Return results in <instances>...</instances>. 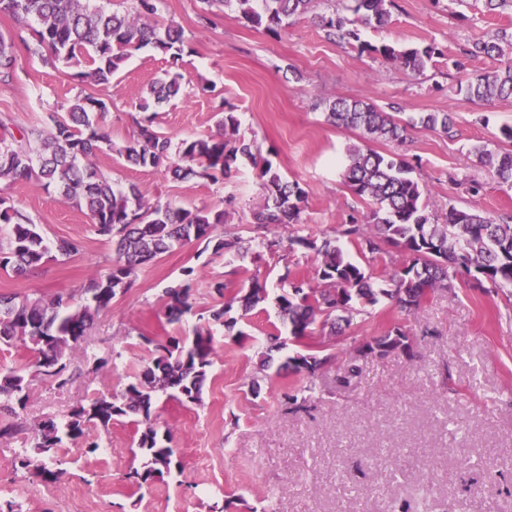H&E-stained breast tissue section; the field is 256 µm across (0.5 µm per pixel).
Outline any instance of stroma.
<instances>
[{"label": "stroma", "mask_w": 512, "mask_h": 512, "mask_svg": "<svg viewBox=\"0 0 512 512\" xmlns=\"http://www.w3.org/2000/svg\"><path fill=\"white\" fill-rule=\"evenodd\" d=\"M331 11L325 0L316 13L293 18L273 34L247 24L233 4L208 9L202 0H161L159 19L176 20L184 29L187 46L179 61L147 48L110 84L99 86L80 81V65L55 60L51 52L27 56L19 80L0 84V113L44 131L50 114L65 113L80 93L93 94L108 106L103 125L113 144L96 163L113 182L137 184L153 203L223 208L226 231L253 237L264 195L249 163L239 162L223 180L180 181L117 152L138 136L135 106L150 84L177 69L187 95L157 108L155 130L175 141L214 136L218 113L231 108L239 137L254 142L305 192L300 224L278 230L285 239L336 236L350 216L368 211L341 178V163L359 134L329 124L325 100L359 99L395 107L406 117L449 111L450 132L417 125L408 128L405 142L377 141L373 147L412 165L432 214L456 206L495 219L511 215L512 187L494 179L473 149L506 148L501 131L512 127V98L482 105L459 93L458 85L466 74L512 60L507 45L495 58L462 57L474 39L512 27V14L485 12L471 0H396L390 23L361 27V38L377 46L437 45L442 57L414 76L360 52L357 43L327 39L318 17ZM204 13L211 20L205 28L199 24ZM458 59L464 69H456ZM473 183L479 192L470 191ZM7 194L46 241L70 237L80 251L47 262L25 280L0 271V293L47 299L76 294L91 277L108 272L112 245L95 233L85 212L34 181L16 183ZM317 265L315 253L298 245L239 260L194 242L144 267L89 330L91 361L82 378L63 391L50 380L36 381L26 425L0 437V503L13 502L20 512H211L217 504L224 512H392L403 504H422L428 512H512V497L497 495L493 486L499 472H512V288L457 282L427 297L412 316L382 301L352 314L341 335L311 339L314 354L324 360L313 377L282 369L279 356L257 377L264 338L282 328L272 302L282 275L289 269L310 276ZM254 275L271 299L246 315L232 308L231 317L247 334L241 340L211 322V310L223 303L213 286L221 282L234 292ZM186 280L192 313L160 328L164 288ZM398 323L412 340L414 358L358 354L359 345ZM204 324L218 354L202 403L163 395L157 407V427L170 431L182 474L132 485L128 473L141 461L131 453L136 428L126 418L101 435L111 456L89 452L82 441L65 442L56 483L15 468V454L29 447L37 419L60 418L94 395L120 392L150 361L148 337L163 331L185 337ZM350 365L356 375L340 384ZM298 392L303 401L289 403Z\"/></svg>", "instance_id": "obj_1"}]
</instances>
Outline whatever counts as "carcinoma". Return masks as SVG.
<instances>
[{"mask_svg":"<svg viewBox=\"0 0 512 512\" xmlns=\"http://www.w3.org/2000/svg\"><path fill=\"white\" fill-rule=\"evenodd\" d=\"M159 0H134L133 12L93 10L89 0H0V13L36 21L37 45H30L19 33L0 32V83L17 77L22 55H35L48 45L55 57L70 63L87 56L90 69L76 77L95 85L107 84L135 51L148 45L176 58L184 49V31L173 19L158 22ZM243 19L254 27L274 31L288 19L311 11L315 0H235ZM395 0H351L346 10L355 18L339 13L320 16L330 39L358 43L368 52L386 61H397L415 75H421L428 62L440 54L433 44L399 49L393 45L374 46L361 40L356 25L383 27L390 21ZM512 44V33L500 30L497 40H475L463 49L467 58L493 57L500 42ZM182 76L167 71L153 82L138 109L146 112L150 104L161 105L182 94ZM464 93L473 101L490 105L512 97V61L485 72L469 73ZM327 119L332 125L360 133L362 143L352 145L342 169L344 184L366 201L369 211L360 220L341 230L359 251L380 253L391 247L404 256L401 266L387 279L377 280L350 259L338 240L324 237L295 236L288 245H301L320 257L316 279L301 277L288 270L281 277L285 284L275 297L278 316L287 332L296 340L316 333L336 334V324L344 314L359 307L374 306L388 298L413 314L428 292L448 289L455 278L464 284L480 286L489 282L496 288L512 287V215L496 220L455 206L448 207L443 218L426 211L422 203L425 189L411 177V166L382 155L368 146L372 141L403 142L407 127L417 123L450 132L452 118L447 112H428L418 119L402 120L383 108L362 100L338 97L326 102ZM106 103L91 95L78 96L63 115L50 116L45 133L18 125L8 113L0 115V190L19 181L34 180L45 188L57 190L77 209L85 212L95 232L112 241L114 257L109 272L88 280L79 301L72 294H57L46 302L41 298L0 294V344L23 345L36 359L19 367L0 370V410L14 421L0 427V435L22 428L19 412L27 409L32 378L44 375L63 390L79 376L64 361L66 353L82 349L84 336L97 314L109 308L112 300L129 288L133 277L145 263L194 241L208 240L224 227V210L185 208L172 203H151L135 184L125 188L112 185L95 163L97 154L112 147V139L102 125ZM154 117L137 122L139 135L118 148L127 161L143 168L165 166L175 180L207 176L216 168L229 176L232 165L245 160L259 169L265 193L263 208L254 215L261 229L256 246L276 251L283 239L276 229L284 224L300 223L305 192L272 168L269 161L258 160L253 144L236 137L238 121L232 113L222 116L218 137H187L173 142L152 129ZM498 182L512 186V150L493 152L476 149ZM0 226L7 230L6 242L0 241V269L16 277H26L41 268L47 255L68 259L79 252L77 241L60 237L47 243L38 225L18 211L10 198L0 195ZM250 247L239 236L223 234L215 239L214 252L243 259ZM318 284H313V281ZM162 315L168 324L181 322L193 310L191 286L183 282L167 288ZM268 299L267 289L253 278L248 287L234 292L228 301L210 313L214 322L235 302L247 312ZM155 357L143 371L127 383L120 393L96 396L74 406L66 420L57 423L44 419L34 425L31 446L15 458L18 467L31 470L47 482L57 481L62 472L48 464L56 461L64 440H84L95 451L94 430L106 431L119 418H130L137 425L138 438L133 455L141 466L132 469L129 479L138 486L150 485L181 470L174 460L170 434L159 435L153 414L158 396L165 393L187 404L198 405L210 377L217 351L208 328L198 326L192 338L174 336L147 339ZM359 353L385 357L402 353L414 356L407 332L395 326L365 342ZM326 358L294 352L286 366L296 375H313Z\"/></svg>","mask_w":512,"mask_h":512,"instance_id":"obj_1","label":"carcinoma"}]
</instances>
